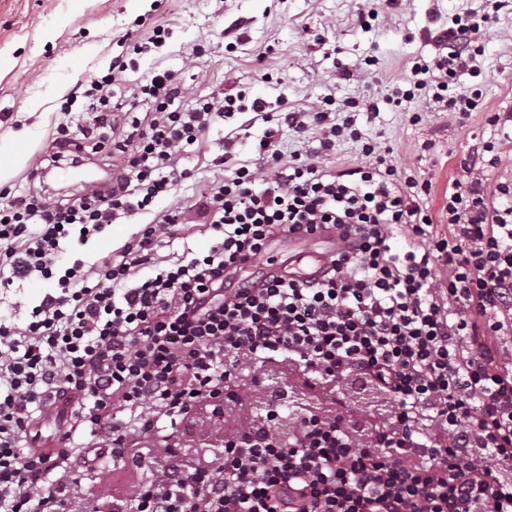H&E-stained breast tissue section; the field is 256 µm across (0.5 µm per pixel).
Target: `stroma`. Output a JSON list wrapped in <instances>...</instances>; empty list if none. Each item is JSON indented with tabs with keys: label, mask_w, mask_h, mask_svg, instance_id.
I'll return each instance as SVG.
<instances>
[{
	"label": "stroma",
	"mask_w": 512,
	"mask_h": 512,
	"mask_svg": "<svg viewBox=\"0 0 512 512\" xmlns=\"http://www.w3.org/2000/svg\"><path fill=\"white\" fill-rule=\"evenodd\" d=\"M485 0H372L375 19L361 25L360 0H0V137L19 134V156L0 155V189L25 185L36 161L51 150L60 122H88L85 112L62 113L67 95L106 73L128 42L147 39L155 25L169 31L165 44L138 55L123 74L125 86L166 68L184 89L178 103L244 93L287 112H306L325 98L374 99L377 116L357 114V125L399 166L430 182L424 207L439 217L460 163L474 146L497 143L501 161L489 183L512 182V0L482 31L475 68H462L455 87L477 88L479 106L466 118L439 111L430 96L386 103L414 63L431 64L446 48L440 33L452 17L482 11ZM377 59L369 76L340 79L341 69ZM278 131L284 152L318 148L315 129L296 133L279 114L262 121L241 112L204 131L179 163L189 171L157 202L158 208L192 205L202 186L258 159L266 129ZM147 219L127 218L83 251L86 261L117 250ZM76 474L111 499L115 489L146 479L133 461L115 462L87 434L70 440Z\"/></svg>",
	"instance_id": "35a3bbf8"
}]
</instances>
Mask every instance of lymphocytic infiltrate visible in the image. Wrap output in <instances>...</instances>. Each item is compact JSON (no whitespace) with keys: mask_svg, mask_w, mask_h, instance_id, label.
<instances>
[{"mask_svg":"<svg viewBox=\"0 0 512 512\" xmlns=\"http://www.w3.org/2000/svg\"><path fill=\"white\" fill-rule=\"evenodd\" d=\"M490 19H452L447 55L413 64L389 102L424 90L440 110L470 116L475 95L449 93L448 80L475 61ZM130 65L115 59L91 82V123L59 124L47 157L79 167L85 141H110L108 190L73 200L45 183L0 190V288L50 284L23 322L0 317V512H512V184L484 178L500 162L495 145L463 160L441 233L420 202L428 183L391 164L349 102L289 112L296 132L318 131L319 148L287 154L265 131L259 163L194 203L208 251L162 256L189 210L153 205L188 178L180 161L211 125L266 105L239 94L181 109L163 69L132 91L150 105L144 123L114 100ZM347 138L363 159L334 171L327 153ZM144 214L150 222L117 253L77 258L117 220ZM400 231L403 250L391 244ZM317 232L340 244L320 277L238 279L269 239ZM283 362L326 410L284 398L247 410L249 382ZM348 387L385 408L354 414ZM62 401L71 430L112 459L148 440L162 446L141 456L150 475L131 494L102 501L75 476L70 449H41L37 425ZM284 408L294 415L285 437ZM200 409L224 424L210 458L175 442Z\"/></svg>","mask_w":512,"mask_h":512,"instance_id":"1","label":"lymphocytic infiltrate"}]
</instances>
